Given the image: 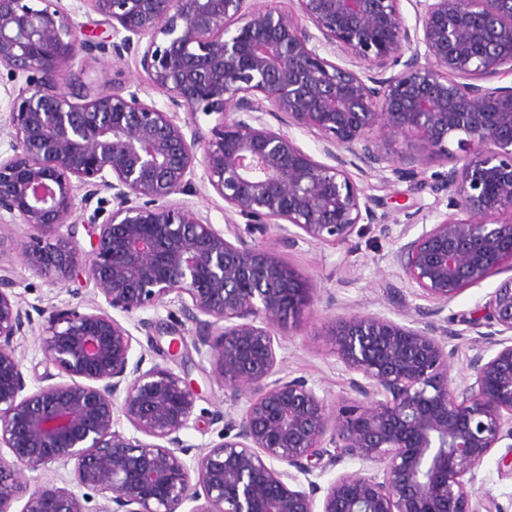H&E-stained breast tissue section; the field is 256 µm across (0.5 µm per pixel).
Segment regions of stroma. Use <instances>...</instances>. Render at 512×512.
<instances>
[{"instance_id":"1","label":"stroma","mask_w":512,"mask_h":512,"mask_svg":"<svg viewBox=\"0 0 512 512\" xmlns=\"http://www.w3.org/2000/svg\"><path fill=\"white\" fill-rule=\"evenodd\" d=\"M82 67L83 81L97 91L111 90L116 83L136 85L144 80L133 55L118 63L108 55L86 57ZM442 171V166L435 163L402 179L389 172L378 175L351 169L352 179L375 200L376 212L384 222L359 225L349 243L301 240L288 246L272 229L255 230L250 235L253 243L278 252L287 265L307 276L320 297L305 328L282 337L277 357L282 375L305 379L330 405H338L342 397L351 393L350 376L331 353L330 338L325 334L334 318L362 312L409 321L433 308L432 302L404 281L390 257L399 246L398 236L408 214H417L426 224L455 214L447 193L433 189ZM29 242L30 229L19 217L0 215V272L15 281L16 299L23 308L51 311L77 306L89 311L105 307L104 297L92 282L57 285L32 270L24 257ZM510 277L512 268L507 266L490 273L468 286L442 311V318L448 321V364L454 381L466 378L469 358L490 345V337L480 335L473 323L488 295ZM181 318L177 307L157 305L138 311L123 324L133 335V356L142 355L147 364L188 373L193 380L198 389L194 417L199 424L186 430L184 438L200 451L219 442L224 425L214 422L213 417L232 411L233 405L226 401L223 385L213 377L208 357L197 351L191 330H183L178 355L169 356V332ZM502 454L499 448L491 451L476 471L473 487L478 494L494 497L506 512H512V469L501 465Z\"/></svg>"}]
</instances>
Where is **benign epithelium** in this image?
<instances>
[{
  "instance_id": "benign-epithelium-1",
  "label": "benign epithelium",
  "mask_w": 512,
  "mask_h": 512,
  "mask_svg": "<svg viewBox=\"0 0 512 512\" xmlns=\"http://www.w3.org/2000/svg\"><path fill=\"white\" fill-rule=\"evenodd\" d=\"M0 0V68L26 76L12 101L13 154L0 156V212L34 232L29 266L55 283L86 279L126 316L176 304L233 404L221 441L187 461L198 391L188 376L131 357L132 334L103 308L52 311L41 350L58 373L33 391L16 356L34 317L0 275V512H86L56 485H21L25 470L73 463L98 512H504L473 488L501 442L512 454V277L479 308L496 337L470 358L471 381L448 377V326L377 313L339 316L332 353L356 397L335 411L303 379L278 376L277 348L316 296L300 273L250 243L234 217L281 240L347 243L376 220L347 167L409 177L438 161L463 217L422 225L392 253L432 314L504 264L512 266V0H83L120 41L95 40L55 0ZM140 57L147 85L93 92L78 56ZM352 59L341 65L332 57ZM188 119L180 121L177 110ZM216 115L208 131L197 114ZM280 124L322 142V162ZM405 146L396 147V138ZM457 138V150L448 142ZM224 199V229L171 200L196 170ZM85 188L81 197L76 185ZM112 191L109 213L90 209ZM81 223L91 250L77 240ZM122 416L145 439L115 428ZM336 448L332 454L328 447ZM342 472L326 489L298 475L311 460ZM322 498H317L319 492Z\"/></svg>"
}]
</instances>
